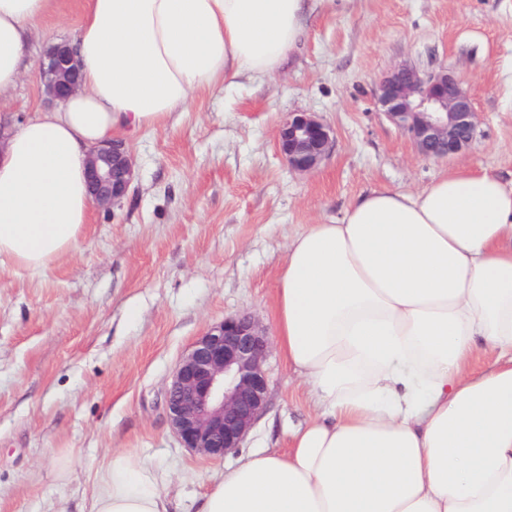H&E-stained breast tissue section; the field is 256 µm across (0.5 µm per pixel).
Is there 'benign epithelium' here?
I'll return each instance as SVG.
<instances>
[{
    "instance_id": "7a95c632",
    "label": "benign epithelium",
    "mask_w": 512,
    "mask_h": 512,
    "mask_svg": "<svg viewBox=\"0 0 512 512\" xmlns=\"http://www.w3.org/2000/svg\"><path fill=\"white\" fill-rule=\"evenodd\" d=\"M40 74L58 103L81 89L79 67L66 42L48 49ZM377 104L425 158L458 155L474 140L472 97L446 67L429 73L406 65L392 69L378 82ZM333 146L332 129L307 112L288 114L279 131V152L299 171L316 168ZM87 175L92 205L120 204L134 178L125 143L93 148ZM268 350V333L249 314L224 319L193 343L164 394L168 421L183 447L216 460L241 447L266 409Z\"/></svg>"
}]
</instances>
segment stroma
Returning a JSON list of instances; mask_svg holds the SVG:
<instances>
[{"label":"stroma","mask_w":512,"mask_h":512,"mask_svg":"<svg viewBox=\"0 0 512 512\" xmlns=\"http://www.w3.org/2000/svg\"><path fill=\"white\" fill-rule=\"evenodd\" d=\"M83 16V0H55L32 26L29 67L0 121L49 108L40 61ZM402 63L448 68L471 94L476 136L459 156H420L380 111L376 85ZM291 112L334 132L308 173L277 149ZM126 143L129 194L91 209L75 252L40 271L0 266V512H80L116 452L153 467L173 512H195L240 454L287 451L314 405L278 347L265 411L221 460L183 448L165 418L177 363L226 317L273 329L290 240L357 198L416 193L457 167L512 181V0H314L303 41L272 75L216 85Z\"/></svg>","instance_id":"obj_1"}]
</instances>
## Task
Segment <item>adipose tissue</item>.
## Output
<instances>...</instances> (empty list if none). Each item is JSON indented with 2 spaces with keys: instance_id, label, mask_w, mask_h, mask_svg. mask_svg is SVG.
Listing matches in <instances>:
<instances>
[{
  "instance_id": "ef3b65f1",
  "label": "adipose tissue",
  "mask_w": 512,
  "mask_h": 512,
  "mask_svg": "<svg viewBox=\"0 0 512 512\" xmlns=\"http://www.w3.org/2000/svg\"><path fill=\"white\" fill-rule=\"evenodd\" d=\"M55 0H0V97ZM81 90L0 149V259L77 249L86 160L163 124L217 82L275 72L310 0H85ZM274 338L316 413L285 453L240 457L197 512H512V184L456 171L359 197L288 245ZM496 352L474 373L478 346ZM88 512H170L154 470L119 452Z\"/></svg>"
}]
</instances>
